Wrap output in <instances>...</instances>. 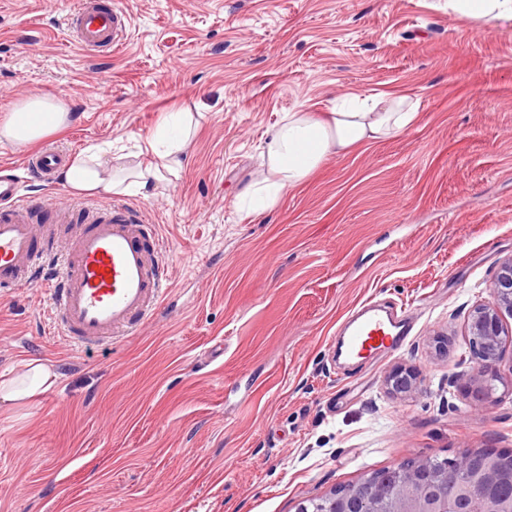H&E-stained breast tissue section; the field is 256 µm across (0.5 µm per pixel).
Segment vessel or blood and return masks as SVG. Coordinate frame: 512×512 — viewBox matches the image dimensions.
I'll return each instance as SVG.
<instances>
[{
	"instance_id": "b4317fda",
	"label": "vessel or blood",
	"mask_w": 512,
	"mask_h": 512,
	"mask_svg": "<svg viewBox=\"0 0 512 512\" xmlns=\"http://www.w3.org/2000/svg\"><path fill=\"white\" fill-rule=\"evenodd\" d=\"M65 21L88 52L127 41L128 19L107 0H79ZM66 162L65 151L47 147L23 169L0 166V288L49 285L54 318L74 345L109 344L151 317L169 288V266L155 226L130 207L83 208L79 234L63 248L46 246L36 229L45 206L28 200L22 183L50 182ZM409 332L392 312L364 302L342 326L344 355L395 350Z\"/></svg>"
}]
</instances>
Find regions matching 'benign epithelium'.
Masks as SVG:
<instances>
[{
    "label": "benign epithelium",
    "instance_id": "7a95c632",
    "mask_svg": "<svg viewBox=\"0 0 512 512\" xmlns=\"http://www.w3.org/2000/svg\"><path fill=\"white\" fill-rule=\"evenodd\" d=\"M491 303H480L470 311L465 336L473 351L477 366L469 384L478 401L488 402L493 389L488 375L501 358L504 337L512 335L509 320L512 319V256L503 259L489 284ZM422 378L418 371L404 365L395 366L385 377L384 384L394 396L413 395L420 387ZM433 487L423 481L411 479L396 492L381 487L377 498L393 497L396 507L392 512H459L452 501H445L442 508L432 504Z\"/></svg>",
    "mask_w": 512,
    "mask_h": 512
}]
</instances>
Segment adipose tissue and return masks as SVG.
<instances>
[{"mask_svg":"<svg viewBox=\"0 0 512 512\" xmlns=\"http://www.w3.org/2000/svg\"><path fill=\"white\" fill-rule=\"evenodd\" d=\"M444 7L458 20L477 21L490 30L512 20V0H444ZM418 117V102L404 91H352L328 113H286L266 145L259 178L237 194L236 206L249 215L270 211L289 189L305 183L327 158L358 145L394 138L410 129ZM68 125L63 102L34 95L15 104L0 119V142L26 148L64 132ZM191 125L190 113H164L146 141L145 161L127 176H117L104 161V147L90 146L71 156L61 178L77 194L153 195L166 176L181 167ZM59 381L49 361L29 359L22 374L0 372V406L35 400Z\"/></svg>","mask_w":512,"mask_h":512,"instance_id":"ef3b65f1","label":"adipose tissue"}]
</instances>
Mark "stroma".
Masks as SVG:
<instances>
[{
	"label": "stroma",
	"mask_w": 512,
	"mask_h": 512,
	"mask_svg": "<svg viewBox=\"0 0 512 512\" xmlns=\"http://www.w3.org/2000/svg\"><path fill=\"white\" fill-rule=\"evenodd\" d=\"M74 2L0 0V117L61 100L70 124L46 145L108 142L116 167L162 113L198 127L161 194L26 187L61 212L140 209L170 288L136 334L86 351L46 288L0 293V371L37 357L61 375L0 411V512H296L407 459L511 452L512 344L492 403L463 387L467 315L512 255V21L491 32L440 0H112L127 41L88 53L65 24ZM395 88L419 102L410 130L328 158L274 210L236 209L285 113ZM367 300L411 336L347 371L337 330ZM399 364L421 373L412 396L384 387Z\"/></svg>",
	"instance_id": "stroma-1"
}]
</instances>
